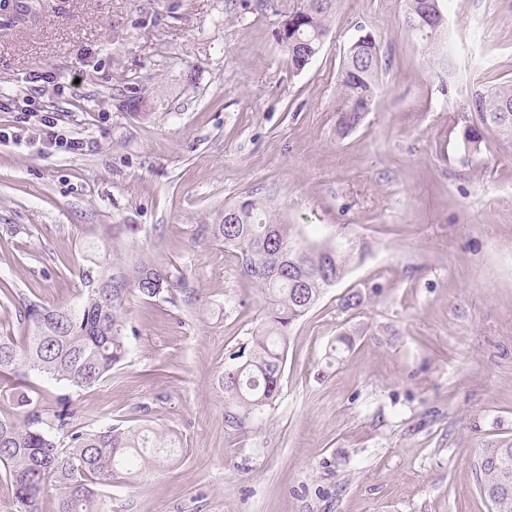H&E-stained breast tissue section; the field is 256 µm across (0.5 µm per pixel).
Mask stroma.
<instances>
[{
  "mask_svg": "<svg viewBox=\"0 0 512 512\" xmlns=\"http://www.w3.org/2000/svg\"><path fill=\"white\" fill-rule=\"evenodd\" d=\"M288 4L0 0V96L52 72L35 106L88 144L50 148L31 113L0 111V335H25L23 303L77 306L97 250L184 278L130 293L126 359L71 395L73 428L181 441L113 480L114 512H489L478 452L512 439V142L468 156L460 118L473 86L512 82V0H447L434 43L403 27L405 0H341L300 71L275 37ZM363 31L379 88L340 138L337 76ZM249 197L350 261L290 327L278 399L238 427L217 378L265 303L196 230ZM116 224L140 231L116 243Z\"/></svg>",
  "mask_w": 512,
  "mask_h": 512,
  "instance_id": "obj_1",
  "label": "stroma"
}]
</instances>
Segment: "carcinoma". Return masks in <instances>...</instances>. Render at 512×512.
I'll return each instance as SVG.
<instances>
[{
    "instance_id": "carcinoma-1",
    "label": "carcinoma",
    "mask_w": 512,
    "mask_h": 512,
    "mask_svg": "<svg viewBox=\"0 0 512 512\" xmlns=\"http://www.w3.org/2000/svg\"><path fill=\"white\" fill-rule=\"evenodd\" d=\"M339 0H293L285 12L276 40L294 67H299L298 47L310 43L320 52L336 17ZM420 0H406L404 24L423 41L442 36L438 29L420 26ZM380 46L370 32L358 37L344 56L337 77L336 135L344 137L370 111L378 89ZM463 117V139L473 152L480 151L487 136L512 141V82L477 87ZM198 234L211 237L233 250L242 277L261 288L266 303L263 326L246 351L232 354V364L218 379L219 387L234 397L236 412L229 420L242 425L255 412L272 405L280 393L283 364L291 325L310 309L299 298L295 281L305 280V291L318 301L331 287L324 267L344 276L347 256L326 243H304L292 225L281 222L268 200L249 198L224 204L211 224ZM185 287L165 268L146 261L133 265L109 263L97 277L85 282L79 308L47 307L26 303L20 320L29 335L0 336V385L10 392L22 419L0 418V465L12 491L13 512H40V495L47 480L61 485L57 512H112L100 488L112 484L133 463H163L178 456L180 441L168 432L149 426H105L82 432L70 428L74 410L71 398H57L53 414L62 443L42 430L38 408L42 393L27 383L36 371L69 390L90 388L112 374L127 354L121 321L123 305L131 291L156 298ZM481 495L491 512H512V439L480 449L476 468Z\"/></svg>"
}]
</instances>
